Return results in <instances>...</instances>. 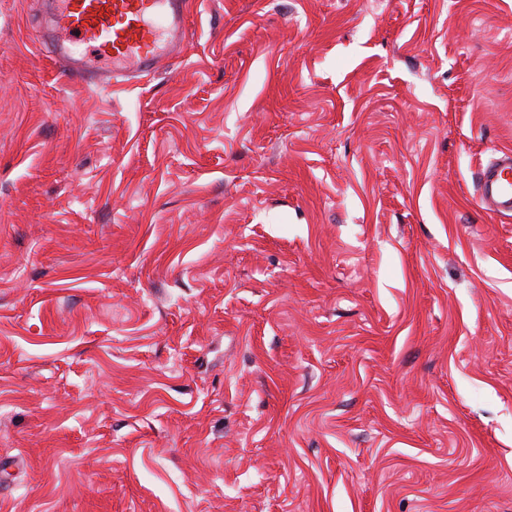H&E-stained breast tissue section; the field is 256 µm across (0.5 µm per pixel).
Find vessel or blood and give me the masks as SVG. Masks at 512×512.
I'll return each mask as SVG.
<instances>
[{
	"label": "vessel or blood",
	"instance_id": "obj_1",
	"mask_svg": "<svg viewBox=\"0 0 512 512\" xmlns=\"http://www.w3.org/2000/svg\"><path fill=\"white\" fill-rule=\"evenodd\" d=\"M187 0H59L39 40L75 81L106 92L156 71L181 53ZM477 193L494 214L512 213V152L476 173Z\"/></svg>",
	"mask_w": 512,
	"mask_h": 512
}]
</instances>
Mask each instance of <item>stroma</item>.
Instances as JSON below:
<instances>
[{
    "label": "stroma",
    "instance_id": "stroma-1",
    "mask_svg": "<svg viewBox=\"0 0 512 512\" xmlns=\"http://www.w3.org/2000/svg\"><path fill=\"white\" fill-rule=\"evenodd\" d=\"M0 0V512H512V0H189L108 94ZM478 198L494 214L512 213V152L500 153L476 173Z\"/></svg>",
    "mask_w": 512,
    "mask_h": 512
}]
</instances>
